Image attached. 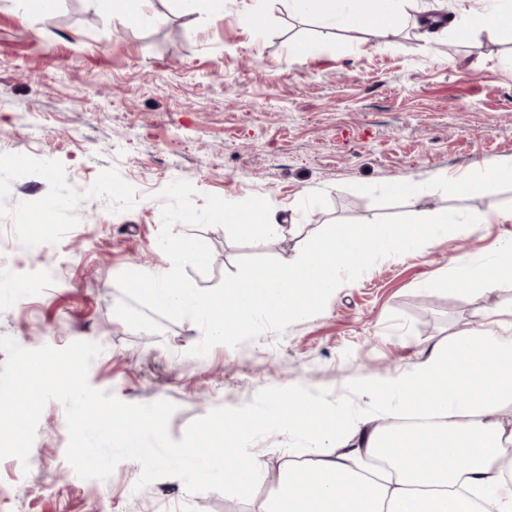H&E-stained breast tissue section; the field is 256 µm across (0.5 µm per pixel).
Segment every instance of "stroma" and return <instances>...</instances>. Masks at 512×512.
I'll list each match as a JSON object with an SVG mask.
<instances>
[{"label":"stroma","instance_id":"stroma-1","mask_svg":"<svg viewBox=\"0 0 512 512\" xmlns=\"http://www.w3.org/2000/svg\"><path fill=\"white\" fill-rule=\"evenodd\" d=\"M255 0H224V14L184 12L178 0H141L159 24L126 23L91 0H58L21 16L0 0V336L19 346L91 341L96 389L135 404L166 399L180 440L218 406L242 407L266 387L302 385L345 393L356 378L389 379L421 350L473 327L489 309L512 307V288L485 294L424 289L452 260L490 259L512 224H479L376 263L340 286L324 311L203 357L192 321H169L120 293L126 270L157 273L159 192L182 179L231 202L274 203L292 234L234 243L219 227L175 224L206 242L208 273L185 272L202 289L236 262L295 260L316 225L386 216L496 212L512 182L462 196L453 178L512 160V30L474 25L488 0H406L389 26H335L264 0L262 28L243 15ZM472 22L466 42L427 38L422 21ZM427 190L408 198L404 177ZM53 201L48 233L32 243L34 207ZM276 433L251 451L264 478L247 501L189 493L176 477L134 485L137 462L107 480L83 479L65 458V409L49 402L28 464L0 460V512H267L295 453Z\"/></svg>","mask_w":512,"mask_h":512}]
</instances>
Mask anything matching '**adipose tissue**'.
I'll use <instances>...</instances> for the list:
<instances>
[{
  "label": "adipose tissue",
  "instance_id": "ef3b65f1",
  "mask_svg": "<svg viewBox=\"0 0 512 512\" xmlns=\"http://www.w3.org/2000/svg\"><path fill=\"white\" fill-rule=\"evenodd\" d=\"M295 13L331 24H392L399 0H290ZM225 225L246 238H278L288 229L272 204L248 211L224 206ZM469 290L512 287V239L493 261L454 262L429 290L451 284ZM378 410L428 414L438 423L428 434L387 430L361 418L352 431L338 416L309 403L274 408L265 425L287 421L305 438L330 437L340 447L307 467L289 469L271 512H512V428L495 420L512 406V309L497 321L481 320L452 339L426 348L393 379L369 383Z\"/></svg>",
  "mask_w": 512,
  "mask_h": 512
}]
</instances>
